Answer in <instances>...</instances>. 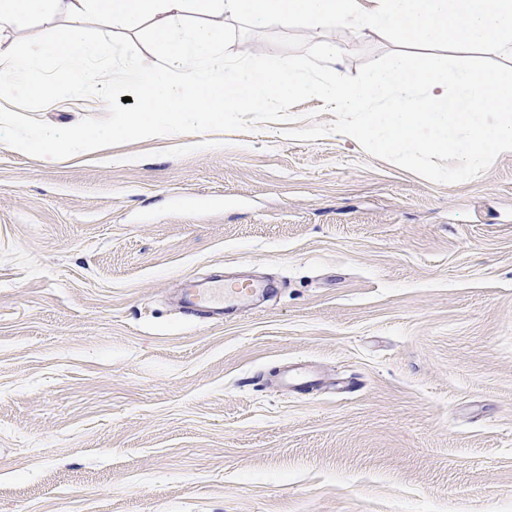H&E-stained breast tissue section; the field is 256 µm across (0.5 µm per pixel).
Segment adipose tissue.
I'll return each instance as SVG.
<instances>
[{
    "label": "adipose tissue",
    "instance_id": "obj_1",
    "mask_svg": "<svg viewBox=\"0 0 512 512\" xmlns=\"http://www.w3.org/2000/svg\"><path fill=\"white\" fill-rule=\"evenodd\" d=\"M237 17L283 28L373 30L392 35L395 47L350 83L298 73L272 49L232 67L218 50L225 19ZM92 18L120 30L149 23L158 58L116 79L88 71L112 51L88 35ZM36 20L56 24L55 33L18 50L12 33ZM436 47L447 49L446 59L432 56ZM479 51L497 65L474 63ZM39 61L64 64L66 78L34 76ZM0 80L20 83L48 106L72 82H87L97 111L113 113L111 125L65 138L14 125L13 148L39 151L49 163L65 152L97 153L111 138H157L304 95L336 112L346 140L402 161L448 157L442 175L453 182L512 154V0H0ZM121 95L138 101L137 116L116 112Z\"/></svg>",
    "mask_w": 512,
    "mask_h": 512
}]
</instances>
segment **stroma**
Returning <instances> with one entry per match:
<instances>
[{"label": "stroma", "mask_w": 512, "mask_h": 512, "mask_svg": "<svg viewBox=\"0 0 512 512\" xmlns=\"http://www.w3.org/2000/svg\"><path fill=\"white\" fill-rule=\"evenodd\" d=\"M86 27L97 70L154 56L148 27ZM392 46L228 19L220 54L351 82ZM0 103L112 119L83 89ZM217 272L274 286L181 315L180 279ZM0 512H512V155L432 179L303 97L54 165L0 134Z\"/></svg>", "instance_id": "1"}]
</instances>
